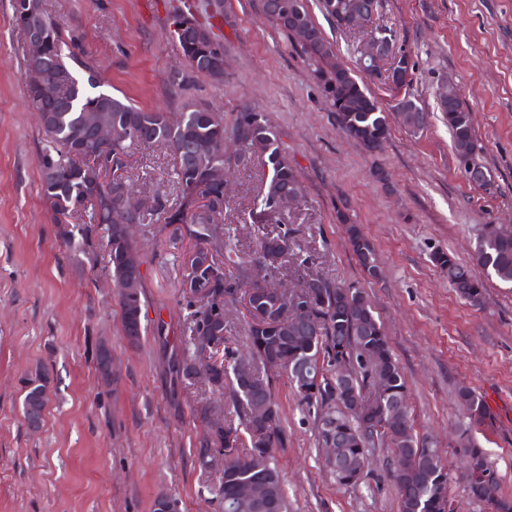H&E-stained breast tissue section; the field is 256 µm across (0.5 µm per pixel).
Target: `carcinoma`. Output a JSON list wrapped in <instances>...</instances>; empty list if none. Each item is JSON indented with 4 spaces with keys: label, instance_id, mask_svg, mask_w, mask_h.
<instances>
[{
    "label": "carcinoma",
    "instance_id": "obj_1",
    "mask_svg": "<svg viewBox=\"0 0 512 512\" xmlns=\"http://www.w3.org/2000/svg\"><path fill=\"white\" fill-rule=\"evenodd\" d=\"M171 16V25L177 36L179 48L185 60L206 53L214 58L224 57L215 46L204 44L195 30L185 25L191 19L200 26L212 27L209 20L224 16L220 10H212L213 0H179ZM280 13L298 18L313 32L311 40L298 44L299 52L310 70L311 76L321 89L326 101L336 114V123L351 138L369 150L380 148L390 130L386 112L379 102L369 95L352 72L336 61L333 45L322 29L314 22L306 0H280ZM344 0H319L322 14L333 26L346 30L347 20L343 9ZM43 48L47 66L52 72L57 62L70 88L60 91L55 81L27 86V101L34 112H48L56 119L51 129L44 130L46 145L40 155L42 192L57 223H66L77 206H84L92 224H142L158 217L164 224H188L194 247L202 252H215L219 261L207 266L212 271L215 298L210 308L195 306L184 321L180 334L187 337L177 359L176 373L184 378L195 361V336L207 332L216 343L224 345V360L210 368L206 385L209 392L228 397L234 418L224 421V426H212L211 436L198 456L202 464L212 461L211 447L218 448L224 456V472L218 485L210 488L213 497L224 504V509L235 499L238 485L253 482L273 488L275 501L269 512H284V488L279 471L272 466L276 449L288 446V434L281 424L280 406L274 393L272 380L261 381L265 388L264 398L273 419L275 440L268 445L252 442L254 427L238 404L239 399L251 392L248 374L237 371L230 362V350L226 333L229 326L216 310L227 301L242 302L250 299L255 308L263 307L268 320H254L249 310H244L248 329L246 340L254 356L265 362L278 359L285 372L290 388L301 406L314 410L318 444L325 448L330 437L352 432L357 438L344 448L345 454L361 461L363 469L355 475L334 470L336 482L344 487L361 484L368 476L372 452L378 446L390 447L392 464L389 476L397 494L399 512H452L448 493V464L433 448L415 441L404 376L395 361L388 338L365 292L358 288L347 289L332 282L309 293L302 288L294 298L293 308L305 312L306 319L314 326V336L288 332L283 322L288 320L284 311L288 303L278 296L275 285L250 288L246 276L231 279L226 267L233 265L246 271L244 262L232 249L215 246L207 239L205 225L224 213V193L212 183L208 167L202 162L187 158L182 143L192 142L210 146V159L224 164L230 161L224 150V113L199 108L193 104L184 106L183 128L173 130L167 124V113L145 111L127 99L101 90L100 81L88 76L80 79L77 70L84 67L79 56L70 51L57 24L43 16ZM86 68V67H84ZM88 74L91 68H86ZM106 110L112 116V124L125 131L117 143L101 149L88 142V132L81 127L82 115L88 111ZM448 123L455 156L469 155L479 170L478 145L471 120V113L460 100L448 107L439 108ZM260 112L246 108L238 112L234 120L236 141L244 151L261 158L269 173L264 184L259 216L268 222L275 216L271 202L287 191L303 195V186L293 166L280 149L276 131L262 118ZM164 146L169 151L171 176L177 194L172 200L156 195L144 196L145 202L137 210L125 205V195L132 191L130 179L124 175L122 156L133 146ZM96 155L112 157V196L102 195L101 184L96 181V169L82 158ZM348 241L360 265L369 275L377 271L375 255L370 241L354 225L348 228ZM108 261L112 262V280L123 278L120 264L124 254L134 253L137 246L130 238L110 237L107 241ZM287 234H262L253 246L250 262H260L268 255L282 256L289 252ZM476 259L487 275L502 283L512 284V231L483 235L476 245ZM434 265L448 272V279L456 293L473 305L481 302L484 284L471 271L460 265L445 251L432 255ZM123 312V335L129 344L140 342L145 326L136 312L142 308L141 290L131 299L118 291ZM356 361L360 372L371 371L381 379L377 387L361 378L351 385L336 377L334 361L337 358ZM298 362L310 364L311 376L307 385L293 381V367ZM458 400L468 418L482 422L488 409L481 397L469 389L458 392ZM392 406L401 407L399 420L382 425L379 418ZM458 447L471 456L479 476L465 481L468 497L475 503L493 507L494 512H512V500L500 491L499 476L490 465L485 452L468 432L458 436Z\"/></svg>",
    "mask_w": 512,
    "mask_h": 512
}]
</instances>
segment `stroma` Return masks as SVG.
<instances>
[{"instance_id": "1", "label": "stroma", "mask_w": 512, "mask_h": 512, "mask_svg": "<svg viewBox=\"0 0 512 512\" xmlns=\"http://www.w3.org/2000/svg\"><path fill=\"white\" fill-rule=\"evenodd\" d=\"M259 0H224L214 33L226 77L216 85L191 74L169 34L173 0H43L105 91L144 110L176 114L184 104L263 112L299 171L306 194L282 212L307 273L365 290L404 373L419 441L448 453L471 427L512 497V287L487 279L481 305L460 298L431 261L442 249L470 261L490 226L512 228V0H381L379 24L395 32L411 66L403 94L431 114L413 134L390 115L391 136L368 152L338 128L319 87L287 38L260 15ZM339 60L354 66L363 30L339 31L308 0ZM25 45L11 0H0V512H153L167 495L175 512H221L201 466L208 428L198 409L203 386L172 370L188 312L176 287L190 245L183 224L137 226L142 260L139 345L127 343L122 312L106 277L108 232L78 217L52 220L41 192L43 133L26 104ZM452 84L472 113L487 182L459 168L435 92ZM224 141L226 207L218 235L249 252L263 229L250 218L268 169L240 159L233 132ZM165 149L131 147L125 173L137 190L171 196ZM358 225L371 241L378 279L362 271L347 244ZM83 239L81 248L71 239ZM112 352V383L96 370L99 347ZM49 374L50 399L39 431L21 411L23 381ZM274 392L289 442L274 463L287 512H397L383 460L355 487L336 484L317 448L314 417L301 410L285 376ZM468 386L490 417L469 425L456 392Z\"/></svg>"}]
</instances>
